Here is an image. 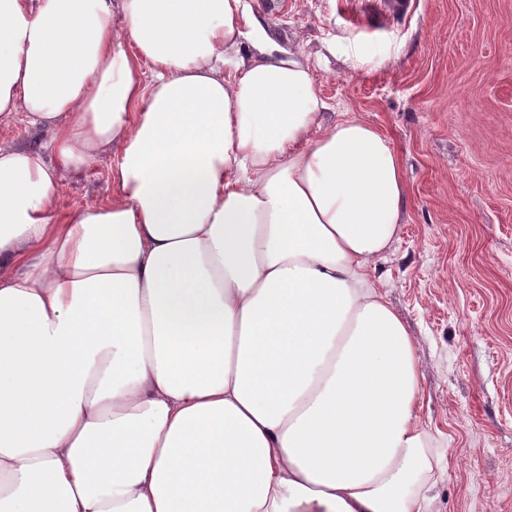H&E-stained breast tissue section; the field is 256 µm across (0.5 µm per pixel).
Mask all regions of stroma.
<instances>
[{"label": "stroma", "instance_id": "obj_1", "mask_svg": "<svg viewBox=\"0 0 512 512\" xmlns=\"http://www.w3.org/2000/svg\"><path fill=\"white\" fill-rule=\"evenodd\" d=\"M246 0L331 106L396 152L400 231L377 263L418 347L419 414L449 461L431 512H512V0ZM111 156L52 216L106 202Z\"/></svg>", "mask_w": 512, "mask_h": 512}]
</instances>
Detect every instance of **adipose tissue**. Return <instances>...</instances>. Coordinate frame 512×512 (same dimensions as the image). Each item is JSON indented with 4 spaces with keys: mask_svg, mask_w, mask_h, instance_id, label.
<instances>
[{
    "mask_svg": "<svg viewBox=\"0 0 512 512\" xmlns=\"http://www.w3.org/2000/svg\"><path fill=\"white\" fill-rule=\"evenodd\" d=\"M244 0H0V512H424L405 184ZM111 198L55 222L109 154ZM51 130L49 128H37L25 130L14 122L0 121V141L16 142L31 149L37 150L49 140ZM120 154V146H112V154L100 157L80 173L64 180L58 187L52 217L63 219L75 207L103 204L111 196L109 170L112 159Z\"/></svg>",
    "mask_w": 512,
    "mask_h": 512,
    "instance_id": "1",
    "label": "adipose tissue"
}]
</instances>
